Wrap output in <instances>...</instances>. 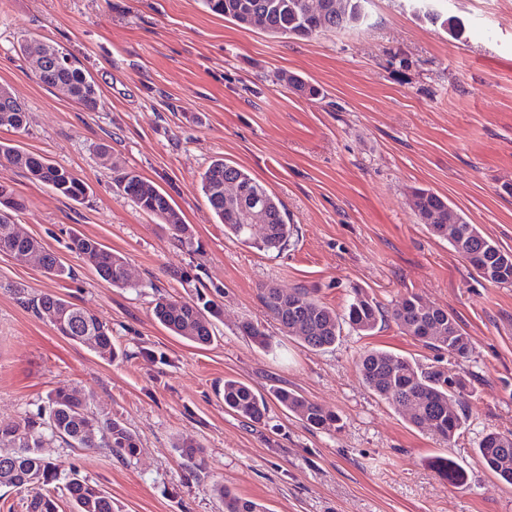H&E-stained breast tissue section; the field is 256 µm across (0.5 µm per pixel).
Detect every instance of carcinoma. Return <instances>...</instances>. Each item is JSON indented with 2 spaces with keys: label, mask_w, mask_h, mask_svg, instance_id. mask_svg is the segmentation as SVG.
Returning a JSON list of instances; mask_svg holds the SVG:
<instances>
[{
  "label": "carcinoma",
  "mask_w": 512,
  "mask_h": 512,
  "mask_svg": "<svg viewBox=\"0 0 512 512\" xmlns=\"http://www.w3.org/2000/svg\"><path fill=\"white\" fill-rule=\"evenodd\" d=\"M364 2L366 0H201L205 8L240 27H257L273 35L297 38L364 24ZM62 56L70 59L71 64L56 68L50 78L65 87L73 100L86 110L98 109L101 104L99 85L71 54L64 52ZM281 80L300 96L317 94L314 86L295 74L284 73ZM27 120L24 102L11 92L0 95V127L21 129ZM0 163L21 170L29 179L49 186L73 202L80 203L86 197L88 186L82 179L21 146L1 142ZM112 172L123 197L164 224L174 240L196 251L192 230L167 193L133 170L114 165ZM201 188L218 223L224 225V232L241 243L263 251H279L293 236L295 226L288 223L282 201L245 169L217 158L202 173ZM412 196L420 223L433 235L447 241L455 253L466 257L480 277L495 284H512L511 252L502 250L477 225L469 223L464 212L448 198L429 189H416ZM9 227L8 220H0V251L30 252L48 276L71 277V268L40 240L15 238L8 232ZM70 250L109 285L131 286L126 275V258L97 239L76 235L71 240ZM261 301L282 332L312 349L335 345L345 324L368 334L384 318L381 305L361 289L353 291L343 314L305 288L287 292L267 285L261 293ZM29 304L39 317L53 326L65 321V338L111 360L118 357L112 344V330L89 311L53 293H43ZM219 311V305L200 292L188 300L159 294L153 306V316L164 328L201 346L213 343L212 317ZM389 317L405 334L428 349L443 350L457 358L467 357L472 349L470 338L447 309L426 303L417 295L395 301ZM242 332L259 347H270L269 335L259 324L247 322L242 325ZM357 369L367 387L409 424L426 425L447 442L463 427L466 404L461 379L449 376L442 369L425 368L396 353L377 349L363 352L357 360ZM271 400L312 427L330 429L340 421L332 410L288 389H274L266 397L239 379H224V408L241 419L263 420ZM58 439L70 447L108 448L121 459H131L139 452L138 437L122 422L100 421L80 400L78 391L61 389L49 395L47 407L36 416L0 423V485L30 492L26 512H58L51 491L53 484L62 486L75 503L77 512H115L111 496L76 470L61 474L58 467L44 457L42 448ZM476 453L489 470L512 484V434H486ZM429 465L451 484L465 482L463 470L446 456L433 457ZM214 491L224 504V512H264L260 504L242 499L222 484L216 485Z\"/></svg>",
  "instance_id": "obj_1"
}]
</instances>
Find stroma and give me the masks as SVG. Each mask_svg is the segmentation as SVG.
<instances>
[{"label":"stroma","mask_w":512,"mask_h":512,"mask_svg":"<svg viewBox=\"0 0 512 512\" xmlns=\"http://www.w3.org/2000/svg\"><path fill=\"white\" fill-rule=\"evenodd\" d=\"M363 26L310 38L273 36L210 13L200 0H0V85L25 102L29 123L0 128L70 169L89 191L77 204L0 165L22 207L19 229L71 266L52 280L0 252V422L73 388L89 408L139 438L123 460L104 448L56 441L43 454L78 470L119 512H222L223 481L267 512H512V485L475 453L489 432H512V285L485 281L413 211L411 191L448 198L470 223L512 252V0H438L462 21L454 37L416 16L407 0H366ZM25 39L52 41L97 80L89 112L43 86L23 59ZM292 72L316 86L295 95ZM166 191L200 252L118 190L100 159ZM246 169L285 205L296 231L280 251L225 235L201 189L212 160ZM97 238L128 261L132 287L102 281L69 249ZM196 276L183 280L182 272ZM305 288L337 311L352 289L383 309L415 294L448 309L472 341L465 358L424 349L393 321L370 334L344 327L336 345L302 346L263 307L261 288ZM205 292L221 307L216 338L199 346L152 314L156 293ZM44 292L112 329L110 362L60 336L27 307ZM263 325L262 349L240 331ZM389 350L467 383L468 418L451 442L408 424L363 382L356 361ZM261 393L296 391L340 418L318 429L270 405L259 423L224 408L225 378ZM199 446L194 459L177 444ZM445 455L467 475L451 485L430 467Z\"/></svg>","instance_id":"obj_1"}]
</instances>
